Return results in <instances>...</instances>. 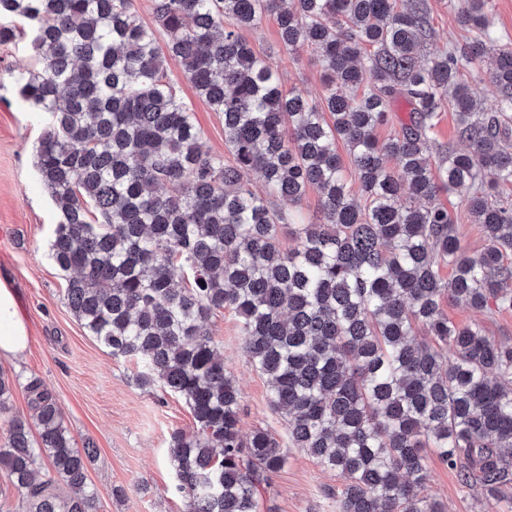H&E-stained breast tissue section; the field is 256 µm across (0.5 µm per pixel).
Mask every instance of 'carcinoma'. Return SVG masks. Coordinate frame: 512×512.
Returning <instances> with one entry per match:
<instances>
[{"instance_id": "carcinoma-1", "label": "carcinoma", "mask_w": 512, "mask_h": 512, "mask_svg": "<svg viewBox=\"0 0 512 512\" xmlns=\"http://www.w3.org/2000/svg\"><path fill=\"white\" fill-rule=\"evenodd\" d=\"M134 2L0 0V44L17 37L10 20L27 21L36 63L16 83L44 121L35 167L60 209L50 258L68 274L73 316L112 356L141 360L138 384L180 396L195 421L168 448L185 512H257L288 459L268 430L242 433L240 389L203 328L220 309L237 317L291 444L345 480L339 512H444L427 493L425 448L501 495L512 486V346L443 308H512V43L490 49L487 0H455L472 36L423 59L425 0H153L154 28ZM271 16L288 50L316 54L320 101L283 91L241 36ZM491 51L497 108L485 113L468 74ZM169 58L224 115L232 161L203 150ZM399 98L411 123L381 142ZM449 109L466 148H440L433 163ZM310 187L321 223L272 202L297 205ZM462 188L486 240L477 255L436 202ZM15 386L0 373V414ZM26 390L34 423L12 418L0 448L23 512H97L87 463L98 449L76 446L38 381Z\"/></svg>"}]
</instances>
